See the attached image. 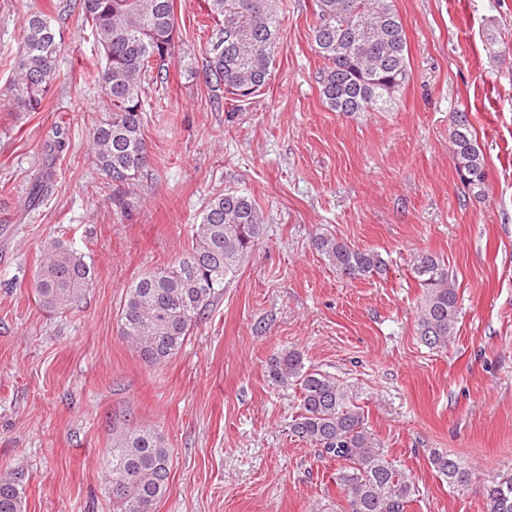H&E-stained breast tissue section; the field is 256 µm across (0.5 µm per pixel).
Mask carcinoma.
Wrapping results in <instances>:
<instances>
[{
  "label": "carcinoma",
  "mask_w": 512,
  "mask_h": 512,
  "mask_svg": "<svg viewBox=\"0 0 512 512\" xmlns=\"http://www.w3.org/2000/svg\"><path fill=\"white\" fill-rule=\"evenodd\" d=\"M83 22L100 48L101 63L91 77L106 112L90 131L92 159L116 189L132 184L150 163L144 135L146 76L168 79L175 57L174 0H79ZM208 16L219 20L215 41L205 50L200 73L210 102L224 96L235 109L266 87L281 39L278 0H207ZM312 46L326 64L320 93L333 112H381L394 103L410 70L405 31L391 0H315ZM64 36L43 10L28 14L21 34L12 97L38 112L57 79ZM452 142L456 171L467 188L483 193L485 161L469 115L454 116ZM262 234L256 202L226 190L208 199L196 216L191 250L171 264L143 274L127 289L118 333L151 365L179 353L191 327L234 278ZM317 249L336 272L349 279L380 275L381 256L334 237L316 238ZM413 270L423 289L417 334L430 349L448 347L458 319L457 288L437 257L417 256ZM94 265L57 240L35 274L39 302L65 309L92 287ZM272 383L299 392V412L290 433L338 462L336 484L344 493L342 512H406L418 489L387 459L382 443L365 430L358 393L347 383L305 368L297 350L273 356ZM433 469L460 492L474 471L460 456L432 452ZM171 457L163 437L138 429L118 438L108 459L114 512H156L169 489ZM486 512H512V471L484 488ZM0 512H24L17 477L0 478Z\"/></svg>",
  "instance_id": "carcinoma-1"
}]
</instances>
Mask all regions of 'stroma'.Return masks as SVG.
<instances>
[{"instance_id":"1","label":"stroma","mask_w":512,"mask_h":512,"mask_svg":"<svg viewBox=\"0 0 512 512\" xmlns=\"http://www.w3.org/2000/svg\"><path fill=\"white\" fill-rule=\"evenodd\" d=\"M393 5L410 79L392 110L347 116L320 95L314 0H280L271 79L238 112L214 108L199 77L217 31L206 0H176L151 166L118 193L90 152L101 57L78 0H0V473L22 475L24 512H112V441L140 428L171 455L156 512H337V462L291 435L295 393L268 377L288 349L358 390L367 431L418 488L407 512H483L484 485L512 468V0ZM36 9L59 14L65 45L43 108L23 112L11 77ZM461 110L485 159L479 195L454 165ZM53 141L64 149L32 198ZM224 190L255 200L263 234L179 353L146 364L117 333L126 291L190 250L198 211ZM319 234L378 252L386 272L337 274ZM55 240L96 270L61 311L34 288ZM421 252L458 289L457 335L439 351L416 334ZM435 450L475 469L467 492L432 469Z\"/></svg>"}]
</instances>
